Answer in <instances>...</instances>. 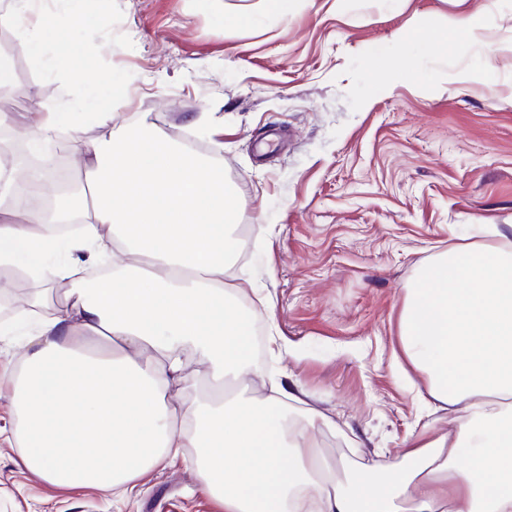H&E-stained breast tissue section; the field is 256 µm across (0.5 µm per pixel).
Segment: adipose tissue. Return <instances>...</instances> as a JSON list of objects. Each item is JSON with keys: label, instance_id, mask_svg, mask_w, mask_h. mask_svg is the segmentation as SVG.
I'll list each match as a JSON object with an SVG mask.
<instances>
[{"label": "adipose tissue", "instance_id": "obj_1", "mask_svg": "<svg viewBox=\"0 0 512 512\" xmlns=\"http://www.w3.org/2000/svg\"><path fill=\"white\" fill-rule=\"evenodd\" d=\"M39 13L38 0H12L19 46L34 57L50 38ZM126 96L116 82L96 97L90 111L108 134L72 144L86 172L80 212L13 202L18 185L45 177L0 164V268L65 287L49 315L35 316L37 295L0 321V342L24 348L8 380L21 466L114 495L194 448L201 488L224 512H512V247L500 229L495 243L423 266L398 318L406 359L454 429L421 430L399 462L338 470L313 408L242 394L169 401L172 387L194 385L189 357L217 384L255 371L247 288L224 286L239 205L212 159L147 118L120 119ZM102 263L103 276L75 274Z\"/></svg>", "mask_w": 512, "mask_h": 512}]
</instances>
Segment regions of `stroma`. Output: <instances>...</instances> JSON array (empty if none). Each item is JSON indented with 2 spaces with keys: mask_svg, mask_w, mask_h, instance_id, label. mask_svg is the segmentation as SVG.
<instances>
[{
  "mask_svg": "<svg viewBox=\"0 0 512 512\" xmlns=\"http://www.w3.org/2000/svg\"><path fill=\"white\" fill-rule=\"evenodd\" d=\"M238 2L84 0L75 12L44 0L41 21L96 84L128 83L123 115H148L222 164L240 202L232 234L247 238L224 284L249 281L260 329L261 373L243 392H305L335 460L397 457L424 425H454L393 361L406 290L448 247L512 225V0H294L285 18L225 26ZM421 15L486 29L425 53L408 37ZM19 40L0 24L15 74L0 97L12 112L0 160L29 142L21 88L46 105L86 90L75 69L34 60ZM14 424L1 393L0 512H224L200 489L195 449L118 500L25 471L7 442Z\"/></svg>",
  "mask_w": 512,
  "mask_h": 512,
  "instance_id": "obj_1",
  "label": "stroma"
}]
</instances>
